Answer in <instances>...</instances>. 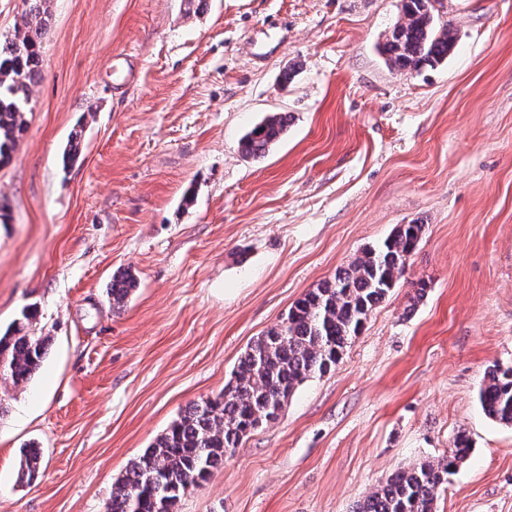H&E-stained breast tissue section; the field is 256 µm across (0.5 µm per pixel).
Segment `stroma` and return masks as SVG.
Listing matches in <instances>:
<instances>
[{
  "instance_id": "1",
  "label": "stroma",
  "mask_w": 512,
  "mask_h": 512,
  "mask_svg": "<svg viewBox=\"0 0 512 512\" xmlns=\"http://www.w3.org/2000/svg\"><path fill=\"white\" fill-rule=\"evenodd\" d=\"M443 3L456 46L410 74L379 50L401 0H46L42 73L0 166V332L33 313L47 350L28 382L0 380V512H107L249 343L412 222L404 276L335 370L178 512H354L461 431L438 512H512V426L478 399L486 368L512 365V0ZM279 112L282 139L244 157ZM28 448L42 469L23 483ZM287 126L288 115L285 113L268 115L242 137L240 142L242 153L248 157H264L270 147L285 133Z\"/></svg>"
}]
</instances>
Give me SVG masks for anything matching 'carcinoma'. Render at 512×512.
<instances>
[{"mask_svg": "<svg viewBox=\"0 0 512 512\" xmlns=\"http://www.w3.org/2000/svg\"><path fill=\"white\" fill-rule=\"evenodd\" d=\"M26 2L23 26L11 38L0 40V164L11 158L25 130L31 85L43 66L45 0ZM421 2L403 0L402 15L383 44L386 63L395 70L434 67L455 46L454 29L437 22L436 5L442 0H434L436 5L428 10ZM287 126L288 115L267 116L242 137V153L265 156ZM423 230L422 224L400 225L379 247L362 251L332 279L307 291L280 323L247 346L224 392L189 406L113 483L108 512H177L186 491L223 465L224 456L244 438L277 420L307 379L336 368L370 313L403 276ZM134 286L127 274L113 278V303L121 305ZM44 354L42 337L32 335L24 324L15 326L0 336V379L17 386L27 382ZM479 401L489 418L512 425V366L496 363L486 371ZM470 448L467 435L457 434L447 457L389 474L356 512H438L437 492ZM40 468L38 450L23 452L20 478H36Z\"/></svg>", "mask_w": 512, "mask_h": 512, "instance_id": "carcinoma-1", "label": "carcinoma"}]
</instances>
